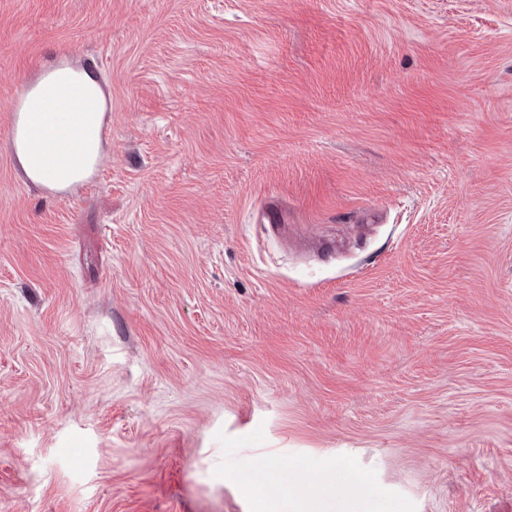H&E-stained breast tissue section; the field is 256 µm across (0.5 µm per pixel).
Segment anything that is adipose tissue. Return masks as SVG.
<instances>
[{"label":"adipose tissue","instance_id":"adipose-tissue-1","mask_svg":"<svg viewBox=\"0 0 512 512\" xmlns=\"http://www.w3.org/2000/svg\"><path fill=\"white\" fill-rule=\"evenodd\" d=\"M107 102L95 75L65 60L52 64L17 117L13 145L24 176L55 191L86 181L105 150Z\"/></svg>","mask_w":512,"mask_h":512}]
</instances>
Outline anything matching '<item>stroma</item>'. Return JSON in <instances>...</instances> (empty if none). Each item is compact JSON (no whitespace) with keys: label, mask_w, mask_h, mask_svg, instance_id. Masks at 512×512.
<instances>
[{"label":"stroma","mask_w":512,"mask_h":512,"mask_svg":"<svg viewBox=\"0 0 512 512\" xmlns=\"http://www.w3.org/2000/svg\"><path fill=\"white\" fill-rule=\"evenodd\" d=\"M0 512H512V0H0ZM107 102L95 75L65 60L52 64L34 82L17 117L13 145L24 176L55 191L86 181L105 150Z\"/></svg>","instance_id":"stroma-1"}]
</instances>
